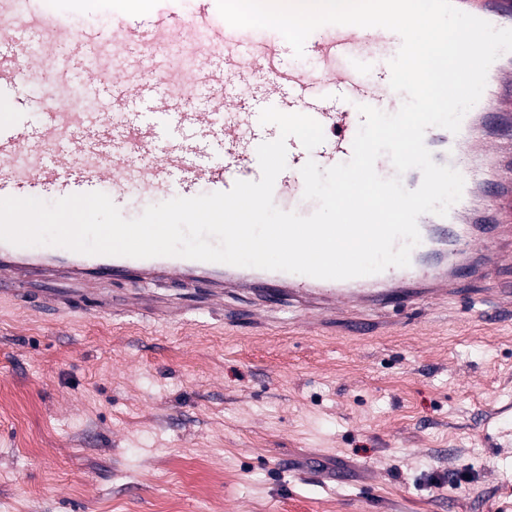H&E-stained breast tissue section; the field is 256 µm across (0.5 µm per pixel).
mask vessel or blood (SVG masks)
I'll return each instance as SVG.
<instances>
[{"instance_id":"obj_1","label":"vessel or blood","mask_w":512,"mask_h":512,"mask_svg":"<svg viewBox=\"0 0 512 512\" xmlns=\"http://www.w3.org/2000/svg\"><path fill=\"white\" fill-rule=\"evenodd\" d=\"M142 11L138 0H112V22L100 29H81L76 18L85 0H22L17 14L0 18V198H56L99 191L121 204L131 191L146 197H194L225 192L239 180L261 176L256 148L275 140L279 129L259 120L248 107L247 92L263 86L270 106L302 113L323 127L325 140L306 151L288 138L287 168L276 179L274 197L283 210L310 215L303 197L301 167L314 160L321 168L349 161L363 121L355 107L366 104L396 112L401 99L386 70L364 74L362 63L377 49L399 42L398 34L379 27L329 24L307 38L304 51L314 69H291L281 62L277 42L254 41L245 28L230 26L217 0H195L185 12L182 0H150ZM461 11L494 27L512 26V0H453ZM43 37L34 46L17 30ZM191 41L193 62L183 76V105L165 91L166 72L155 66L149 82H127L114 71L112 58L98 53L79 76L83 98L93 99L92 112H63L57 102L38 99L32 82L49 79L46 59L62 48L79 49L110 42L146 46L163 42L177 47ZM214 92L210 105L193 107L189 98ZM512 138V52L489 68L479 102L465 115L458 133L428 128L425 145L433 159L461 173L463 195L447 216L422 215L421 241L409 267L347 280L317 279L267 271L260 281L267 296L287 289L308 326H322L347 307L433 303L451 294L469 251L481 254L485 268L502 271L495 294L512 304V155L500 148ZM64 269L91 291L106 277L135 271L144 276L191 280L204 273L217 279L209 295L222 307L224 277L220 263L182 257L136 259L87 255L63 247H18L0 242V297L12 295L26 274Z\"/></svg>"}]
</instances>
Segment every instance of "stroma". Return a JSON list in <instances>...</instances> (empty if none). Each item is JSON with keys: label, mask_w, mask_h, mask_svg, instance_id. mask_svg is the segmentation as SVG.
<instances>
[{"label": "stroma", "mask_w": 512, "mask_h": 512, "mask_svg": "<svg viewBox=\"0 0 512 512\" xmlns=\"http://www.w3.org/2000/svg\"><path fill=\"white\" fill-rule=\"evenodd\" d=\"M392 304L370 335L208 284L128 277L183 313L0 304V512H512V318ZM469 479L437 487L432 474Z\"/></svg>", "instance_id": "obj_1"}]
</instances>
